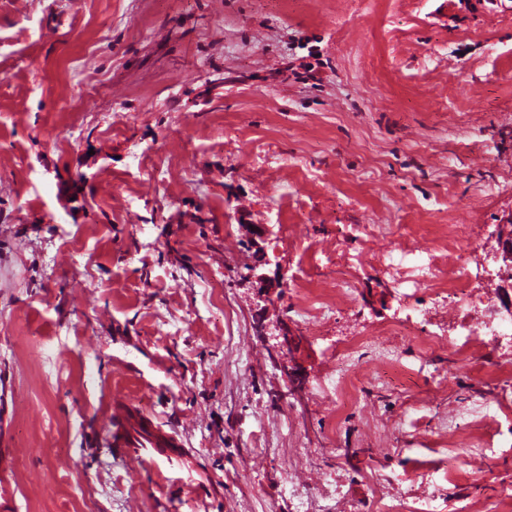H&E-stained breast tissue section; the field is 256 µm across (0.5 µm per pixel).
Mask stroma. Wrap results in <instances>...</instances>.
I'll return each instance as SVG.
<instances>
[{"instance_id":"35a3bbf8","label":"stroma","mask_w":512,"mask_h":512,"mask_svg":"<svg viewBox=\"0 0 512 512\" xmlns=\"http://www.w3.org/2000/svg\"><path fill=\"white\" fill-rule=\"evenodd\" d=\"M511 211L512 0H0V512H488ZM497 248L493 252L494 259L501 262L506 270L512 269V211L497 224L495 231ZM106 428L115 448L179 447L173 434L159 432L150 418L130 408H113L112 414L106 417Z\"/></svg>"}]
</instances>
